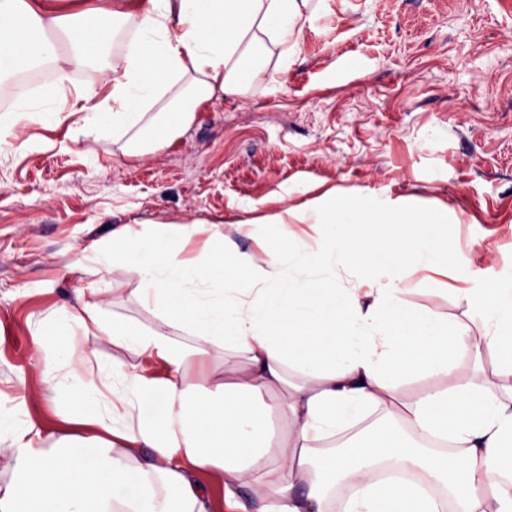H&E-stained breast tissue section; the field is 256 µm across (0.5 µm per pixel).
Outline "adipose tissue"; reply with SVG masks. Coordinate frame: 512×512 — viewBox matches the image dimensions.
<instances>
[{
    "label": "adipose tissue",
    "mask_w": 512,
    "mask_h": 512,
    "mask_svg": "<svg viewBox=\"0 0 512 512\" xmlns=\"http://www.w3.org/2000/svg\"><path fill=\"white\" fill-rule=\"evenodd\" d=\"M314 4L0 0V82L28 83L0 137L72 118L102 150L160 152L195 118L157 111L167 94L244 95ZM95 69L102 99L78 82ZM458 222L444 203L330 189L230 227L124 224L79 250L68 273L123 271L145 317L88 286L29 321L47 417L0 390V512H216V489L228 512H512V254L484 235L459 247ZM75 329L113 349L89 381L63 373ZM464 353L493 358L496 382L442 384Z\"/></svg>",
    "instance_id": "adipose-tissue-1"
}]
</instances>
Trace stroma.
Here are the masks:
<instances>
[{"mask_svg": "<svg viewBox=\"0 0 512 512\" xmlns=\"http://www.w3.org/2000/svg\"><path fill=\"white\" fill-rule=\"evenodd\" d=\"M277 53L155 154L104 155L69 121L0 142L1 383L26 363L28 316L79 285L139 318L124 273L65 271L120 224L245 221L334 188L448 204L460 246L491 229L512 249V0H319Z\"/></svg>", "mask_w": 512, "mask_h": 512, "instance_id": "stroma-1", "label": "stroma"}]
</instances>
